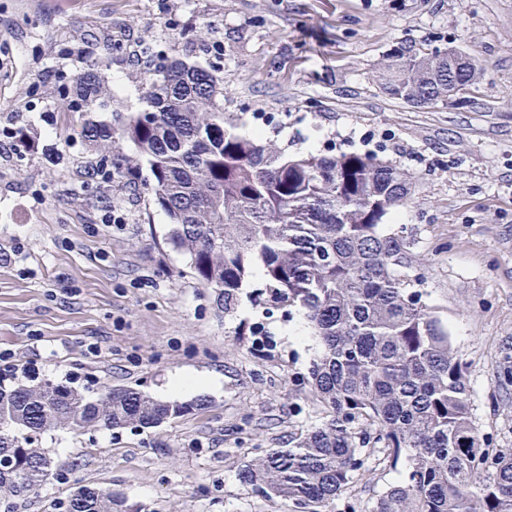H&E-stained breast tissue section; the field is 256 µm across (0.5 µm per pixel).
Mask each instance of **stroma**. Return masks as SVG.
<instances>
[{"label": "stroma", "instance_id": "35a3bbf8", "mask_svg": "<svg viewBox=\"0 0 512 512\" xmlns=\"http://www.w3.org/2000/svg\"><path fill=\"white\" fill-rule=\"evenodd\" d=\"M408 45L463 49L480 76L457 102L394 98L376 75ZM105 52V93L72 111L67 86ZM176 57L221 68L238 134L291 155L373 153L410 174L384 230L405 229L404 273L469 364L480 434L512 448V0H0V377L165 401L173 378L193 375L202 386L175 397L209 402L154 428L44 433L58 476L24 501L0 494V512H54L79 486L118 491L131 512H291L238 472L323 416L302 309L268 313L253 276L224 312L168 243L134 144L80 136L85 119L142 111L145 72ZM113 155L134 182L91 177ZM108 201L127 223H104ZM404 475H361L356 512Z\"/></svg>", "mask_w": 512, "mask_h": 512}]
</instances>
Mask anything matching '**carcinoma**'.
Wrapping results in <instances>:
<instances>
[{"label": "carcinoma", "mask_w": 512, "mask_h": 512, "mask_svg": "<svg viewBox=\"0 0 512 512\" xmlns=\"http://www.w3.org/2000/svg\"><path fill=\"white\" fill-rule=\"evenodd\" d=\"M106 55L73 82L76 103L106 90ZM469 62L448 68L436 51L401 46L379 75L388 94L416 105L448 103V83L473 84ZM149 118L116 125L87 120L91 144L124 138L148 162L155 203L167 214L168 241L190 256L224 311L259 275L274 306L305 310L320 354L308 384L323 422L297 439L244 462L240 481L292 512H328L371 458L406 461L405 481L371 512H512V448L490 449L474 423L466 362L425 294L396 268L409 264L404 230L381 226L411 195L408 175L370 153L290 156L258 137L233 132L216 66L174 59L144 78ZM208 402L162 401L125 387L95 399L46 380L0 384V494L26 499L53 476L37 445L52 429L100 425L151 428ZM65 512H128L111 489L79 487Z\"/></svg>", "instance_id": "obj_1"}]
</instances>
